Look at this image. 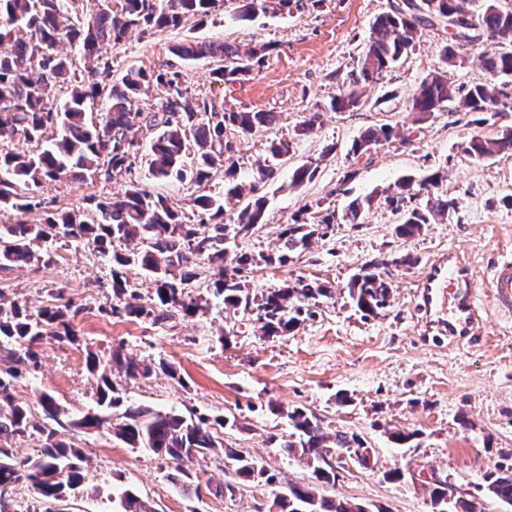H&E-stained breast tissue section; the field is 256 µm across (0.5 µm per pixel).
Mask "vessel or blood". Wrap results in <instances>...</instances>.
I'll return each instance as SVG.
<instances>
[{
    "instance_id": "b4317fda",
    "label": "vessel or blood",
    "mask_w": 512,
    "mask_h": 512,
    "mask_svg": "<svg viewBox=\"0 0 512 512\" xmlns=\"http://www.w3.org/2000/svg\"><path fill=\"white\" fill-rule=\"evenodd\" d=\"M488 286L497 309L512 311V257L494 265ZM475 288L474 274L459 252L433 258L417 281L426 331L438 337L473 335L479 323L474 305Z\"/></svg>"
}]
</instances>
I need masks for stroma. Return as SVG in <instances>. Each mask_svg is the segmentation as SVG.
<instances>
[{
	"instance_id": "1",
	"label": "stroma",
	"mask_w": 512,
	"mask_h": 512,
	"mask_svg": "<svg viewBox=\"0 0 512 512\" xmlns=\"http://www.w3.org/2000/svg\"><path fill=\"white\" fill-rule=\"evenodd\" d=\"M398 0H294L287 13H256L249 21H230L225 11L206 21L190 18L181 28L132 33L123 44L106 47L113 60L111 81L128 67L155 69L166 64L181 71L190 100L211 99L225 111L263 110L278 113L276 124L249 137L225 134L232 148L237 178L251 180L268 159L273 139L292 141L287 159L275 162L272 180L257 184L266 197L264 225L240 241L254 254L275 249L282 225L291 223L307 205L334 210L338 220L327 236L285 266L260 267L250 276L256 289L276 288L305 277L328 281L336 289L322 299L314 318L287 335H264L258 322L231 311H211L196 318L176 317L162 325L120 321L103 308L111 292L107 257L91 248L55 245L51 264L40 262L0 274V291L25 303L29 312L60 304L69 306L71 324L81 345L44 340L35 377L19 382L16 398L40 414L37 397L50 393L67 411L95 408L96 390L85 368V352L109 357L113 348L138 359L165 360L180 377L155 375L124 382L127 399L158 409L195 411L230 418L218 430L224 444L253 458L274 475L271 483L241 486L234 497L209 493L183 495L171 485L166 460L145 449H129L110 430H77L68 442L86 458L88 494L72 497L71 512H116V499L132 491L153 502L157 512H255L290 483L308 481L310 470L279 451L291 431L288 411L316 414L327 431L360 435L373 450L369 467L340 452L335 483L318 485L326 496L374 503L387 512H432L429 499L416 485L422 475L452 477L466 489L481 484L485 471L499 457L512 454V315L498 311L486 286L491 266L512 254V157L476 159L465 151L475 135L494 136L512 127V111L475 124L468 112L439 111L416 121L410 110L421 81L442 65L440 51L448 34L427 26L416 44L379 81L364 90L352 112H329L354 69L377 18ZM220 37L270 44L263 63L243 79L215 81L211 61L183 62L170 52L186 37ZM484 43H458L457 65L449 73L454 85L484 81L480 56ZM322 111L320 126L301 136L305 116ZM389 123L413 128L412 141L381 146L362 156L351 144L367 128ZM306 162L315 177L294 187V169ZM441 172L438 194L453 199L451 219L425 225L420 234L398 236L399 220L387 204L399 179L422 180ZM121 183L46 182L35 196L58 209L89 207L90 197L121 192ZM375 194L370 210L358 223L342 219L348 203ZM455 249L473 267L475 306L481 325L475 335L456 343L425 334L415 297V281L437 252ZM416 257L412 266H396L401 255ZM388 259L392 281L389 306L365 319L351 306L346 284L371 261ZM225 340H218V332ZM468 426H459L458 414ZM397 426L417 431L412 447L399 448L386 430ZM404 477L389 480L393 470Z\"/></svg>"
}]
</instances>
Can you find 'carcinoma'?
<instances>
[{"label": "carcinoma", "instance_id": "carcinoma-1", "mask_svg": "<svg viewBox=\"0 0 512 512\" xmlns=\"http://www.w3.org/2000/svg\"><path fill=\"white\" fill-rule=\"evenodd\" d=\"M221 0H120V6L100 8L83 15V0H0V137L20 136L27 142H46L39 152L15 154L0 151V272L28 266L35 261L53 262L54 253L37 255L41 243L64 241L93 246L112 263V302L107 314L125 321L164 323L176 314L202 316L208 312V300L194 295L197 274L190 269L191 259L205 256L217 267L212 284L215 297L222 298L224 309L249 315L262 323L268 336L295 331L322 298L333 296L327 282L300 277L281 288L253 291L246 278L257 266L285 265L310 248L315 238H323L336 223V213L321 209L310 221L286 224L278 234L276 250L254 255L231 248L232 242L254 234L262 223L266 198L250 197L237 182L235 165L225 155L224 134L230 127L244 136L267 128L275 122L273 112H226L214 101L191 102L183 87L181 72L168 69L146 70L129 67L121 79L110 86L88 82L77 72L70 56L59 46L67 42L82 54L85 70L92 76L112 73V60L103 55L106 45L118 46L137 30L178 28L189 17H208ZM472 0H408L379 17L358 60L357 67L343 81L342 89L329 103L332 112H352L361 103L364 84L378 80L415 47V35L421 26L434 25L439 18L452 19L456 32L443 46L445 70L429 74L412 98L411 111L420 117L443 110L454 101L468 112H489L491 116L511 108L509 94L499 83L512 76V9L501 8L497 0H486L483 11L470 9ZM292 0H247L233 18L246 20L258 10L284 13ZM27 36L20 37L21 30ZM470 43L488 41L483 65L490 78L465 90L448 81V69L456 66L455 40ZM269 46L230 44L192 37L171 48V53L186 62L220 60L212 75L218 82L241 79L262 62ZM68 96L56 105L57 89ZM152 98L146 110L132 111L135 101ZM99 106L105 118L93 119L91 103ZM155 131L147 152H142L138 133ZM408 137L398 134L390 124L373 126L351 145L354 155L368 147L384 146ZM472 157L512 156V129L495 138L474 136L465 147ZM145 163L148 178L156 181L192 182L201 185L211 173L224 166V179L230 187L226 195L243 202L233 223H224L223 199L200 194L193 199L192 214L174 208L168 199L154 194L131 179L124 181V192L98 199L87 210L49 209L33 195L43 181L63 179L85 183L97 179L106 183L133 173ZM441 182L435 173L413 188L409 179L401 180L397 193L386 197L400 215L396 233L410 237L426 224L447 220L453 201L433 192ZM425 201L408 206L416 197ZM372 199L356 198L343 220L355 224ZM43 213L38 224L22 220L5 222L1 216L11 213ZM116 242L137 243L133 250L117 252ZM409 254L368 264L352 276L347 293L363 317L380 315L389 306L391 287L382 269L412 266ZM138 267L149 280L143 296L130 287L124 269ZM67 312L59 306H45L32 314L16 299L0 292V512L11 510L10 494L25 486L32 491L34 505L29 512H52L48 505L65 500L79 489L85 479L84 456L80 449L62 439L72 429L108 427L127 447L148 448L173 463L171 483L200 494L193 484L187 463L206 459L222 449L233 461L235 474L245 481L272 480L267 469L255 460L225 448L215 427H224L227 419L212 418L191 411L185 415L149 406L124 403L120 389L112 380L119 375L136 381L161 372L173 379L178 371L170 362L149 363L119 347L110 359L102 361L97 353L86 350L85 366L96 385V403L100 410L82 415L65 410L43 391L38 396L42 418L36 419L30 407L16 400L15 387L39 365L37 345L51 338L58 343L80 344V338L66 321ZM123 408L115 414L113 410ZM293 432L280 445L284 455L296 458L312 470L313 479L336 481L330 449L345 450L362 466L370 464L372 451L355 433L337 430L328 433L319 418L301 408L288 413ZM36 434L39 453L19 458L13 442ZM489 496L512 505V457L500 458L485 474ZM277 512H386L368 503L325 497L313 483H290L285 492L274 497ZM117 512H156L152 502L131 491L122 494Z\"/></svg>", "mask_w": 512, "mask_h": 512}]
</instances>
